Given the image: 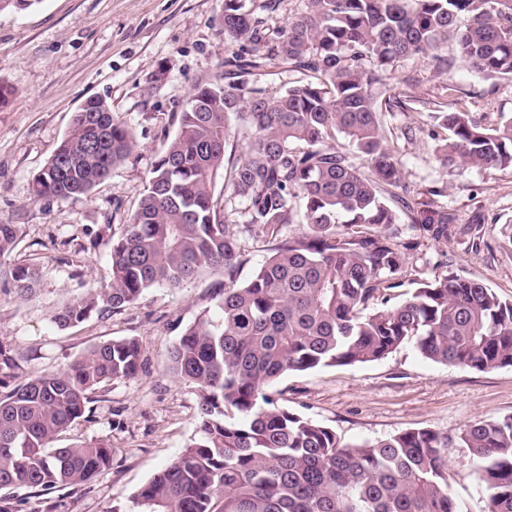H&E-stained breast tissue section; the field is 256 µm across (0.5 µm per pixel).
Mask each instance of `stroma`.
<instances>
[{"instance_id":"1","label":"stroma","mask_w":512,"mask_h":512,"mask_svg":"<svg viewBox=\"0 0 512 512\" xmlns=\"http://www.w3.org/2000/svg\"><path fill=\"white\" fill-rule=\"evenodd\" d=\"M223 12L224 0H38L23 11L0 12V82L14 90L0 108V224L19 228L16 250L0 265L28 260L42 269L29 299L0 283V344L17 363L7 383L64 368L113 339L137 338L143 351L138 374L99 387L84 416L54 442L58 448L106 444L110 466L88 484L43 496L27 488L0 492L13 512H130L133 493L195 434L197 394L170 374L168 352L191 323L213 310L221 278L157 287L116 312L65 329L49 314L104 280L112 235L137 207L194 85L224 76V61L237 46L224 37ZM305 79L277 58L244 76L269 96ZM450 80L476 121L490 124L512 113V85L492 86L459 65L447 71L416 59L391 73L386 93L417 101L415 110L383 119L401 182L413 192V209L402 212L398 225L399 241L411 246L403 288L460 275L512 299V246L498 232L512 222V170H446L428 135L431 103ZM92 97L105 99L132 129L133 151L89 194L33 200L34 177L60 145L73 112ZM215 195L247 258L237 273L242 284L271 244L246 231L243 205L230 190L219 184ZM443 207L457 230L436 238L425 220ZM270 393L280 407L329 427L341 442H373L412 429L454 433L478 419L512 415V367L444 366L406 343L376 362L285 374ZM451 475L464 512H485L488 493L465 449L455 452Z\"/></svg>"}]
</instances>
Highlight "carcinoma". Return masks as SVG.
I'll use <instances>...</instances> for the list:
<instances>
[{
	"label": "carcinoma",
	"mask_w": 512,
	"mask_h": 512,
	"mask_svg": "<svg viewBox=\"0 0 512 512\" xmlns=\"http://www.w3.org/2000/svg\"><path fill=\"white\" fill-rule=\"evenodd\" d=\"M308 11L266 36L246 0H224V38L238 49L227 74L267 56L310 81L277 97L243 83L194 86L177 132L155 162L137 209L112 237L109 275L54 308L58 327L137 301L148 290L224 277L216 312L185 329L169 368L198 394L196 433L132 496L135 512H464L448 461L468 450L489 492L486 512H512V415L476 420L448 435L430 429L344 444L335 431L275 404L268 389L290 371L379 361L412 341L426 359L491 371L512 367V301L483 283L438 277L399 300L394 290L409 245L396 240L393 203L408 189L386 144L383 112L411 100L380 96L397 63L459 61L487 81L512 83V0H307ZM453 42L457 56L444 58ZM432 111L430 135L443 167L512 169V114L482 125L459 108V87ZM242 129L231 196L245 203V228L274 243L245 283L236 233L214 195L224 174L231 122ZM343 138L348 148L336 146ZM134 136L103 99L86 100L54 155L35 176L33 199L89 193L131 153ZM309 232L283 235L298 209ZM448 236L454 217L428 219ZM343 230L338 231L336 227ZM18 240L0 224V257ZM41 277L33 263L9 268L6 283L28 299ZM141 344L113 339L0 394V490L46 492L90 482L112 448L51 443L80 419L89 395L136 375Z\"/></svg>",
	"instance_id": "obj_1"
}]
</instances>
